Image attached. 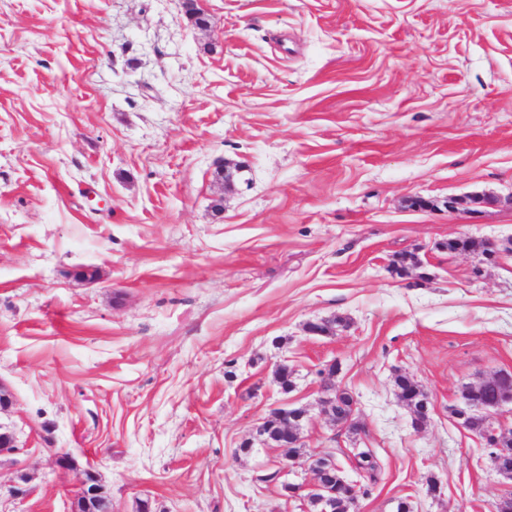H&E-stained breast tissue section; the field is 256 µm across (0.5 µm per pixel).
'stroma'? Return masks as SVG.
<instances>
[{"mask_svg":"<svg viewBox=\"0 0 512 512\" xmlns=\"http://www.w3.org/2000/svg\"><path fill=\"white\" fill-rule=\"evenodd\" d=\"M201 7L0 0V512H71L87 468L112 512H308V472L241 451L287 406L350 480L373 451L360 512H493L512 479L454 410L512 374V0ZM336 376V364H331L329 372H328V382L324 384L323 391L326 395V397H323L327 403H330L332 405V408L336 405L337 415L339 419L346 418L350 411H351V405L354 404L353 397L348 394L347 392H342L341 396L336 402V395L339 394V392L336 393V384L334 383L333 378ZM353 412L342 421V423H348L351 421ZM350 453H352L355 469L360 473V476L376 482L378 465L371 451L364 448H354Z\"/></svg>","mask_w":512,"mask_h":512,"instance_id":"stroma-1","label":"stroma"}]
</instances>
